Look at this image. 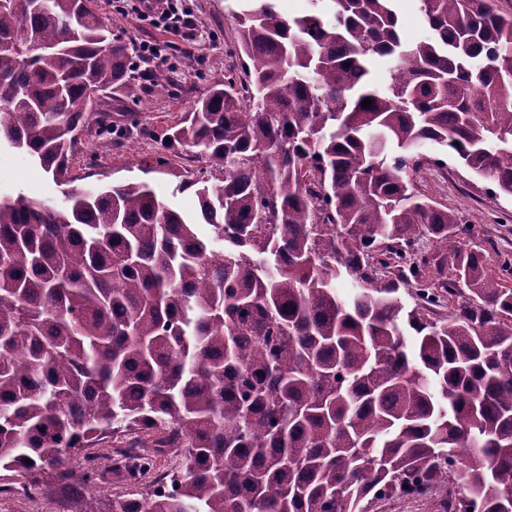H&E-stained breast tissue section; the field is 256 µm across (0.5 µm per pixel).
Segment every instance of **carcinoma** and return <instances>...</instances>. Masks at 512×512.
Returning a JSON list of instances; mask_svg holds the SVG:
<instances>
[{"mask_svg":"<svg viewBox=\"0 0 512 512\" xmlns=\"http://www.w3.org/2000/svg\"><path fill=\"white\" fill-rule=\"evenodd\" d=\"M240 2V71L157 135L143 170L196 149L205 166L177 190L195 189L211 240L146 182L60 205L0 195V471L24 478L9 490L131 484L138 449H173L165 488L108 512H367L430 488L446 512H503L512 255L490 272L414 176L437 144L512 196V15L420 0L430 34L404 42L394 0H311L291 21L277 0ZM1 43L29 63L0 51V142L57 185L83 134H149L98 99L137 104L149 86L94 0L0 2ZM424 238L439 247L423 260ZM447 294L460 306L438 316ZM108 438L104 472L88 449Z\"/></svg>","mask_w":512,"mask_h":512,"instance_id":"carcinoma-1","label":"carcinoma"}]
</instances>
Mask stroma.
Masks as SVG:
<instances>
[{"instance_id":"1","label":"stroma","mask_w":512,"mask_h":512,"mask_svg":"<svg viewBox=\"0 0 512 512\" xmlns=\"http://www.w3.org/2000/svg\"><path fill=\"white\" fill-rule=\"evenodd\" d=\"M113 2L98 0L103 22L124 42L137 45L148 40L162 44L158 64L171 70L174 85L165 93L149 92L130 111H113L114 125H124L133 117L145 128V135L119 145H105L95 137H84L72 163V174L80 187L90 182L115 185L143 180L167 204L188 214L196 213L199 206L193 190L176 189L180 178L193 175L200 164L189 150L172 157L169 170L147 174L143 167L145 161L161 150L155 134L162 132L175 116L190 111L203 92L235 67L236 60L229 50L238 36L234 19L237 0H185L198 23L192 40L140 20L135 8L137 0H125L120 11L114 8ZM426 152L430 157L444 159L453 176L447 186L440 187L429 170H422L415 178L418 191L432 194L444 207L455 210L462 223L471 225L475 235L490 240L493 249L486 255L489 263H497L499 253L512 254V197L499 194L490 181L472 174L449 149L430 145ZM0 188L19 191L48 204L63 201L62 189L50 174L7 149L0 151ZM18 482V476L12 474L0 478V483L6 486L0 493V512H106L115 489L105 479L92 487L31 502L13 493L12 488Z\"/></svg>"}]
</instances>
